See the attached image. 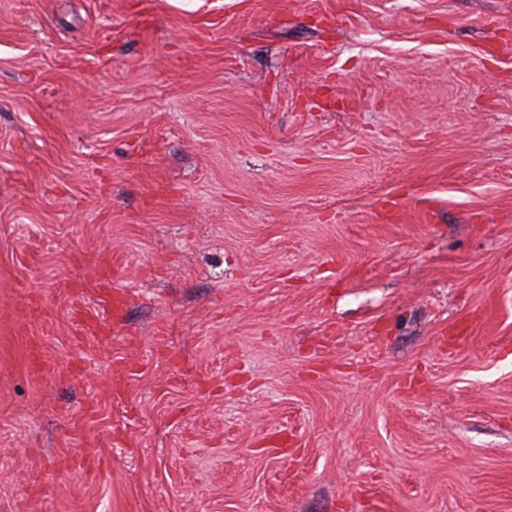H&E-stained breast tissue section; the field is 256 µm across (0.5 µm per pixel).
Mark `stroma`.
<instances>
[{"mask_svg": "<svg viewBox=\"0 0 512 512\" xmlns=\"http://www.w3.org/2000/svg\"><path fill=\"white\" fill-rule=\"evenodd\" d=\"M371 497L512 512V0H0V512Z\"/></svg>", "mask_w": 512, "mask_h": 512, "instance_id": "1", "label": "stroma"}]
</instances>
